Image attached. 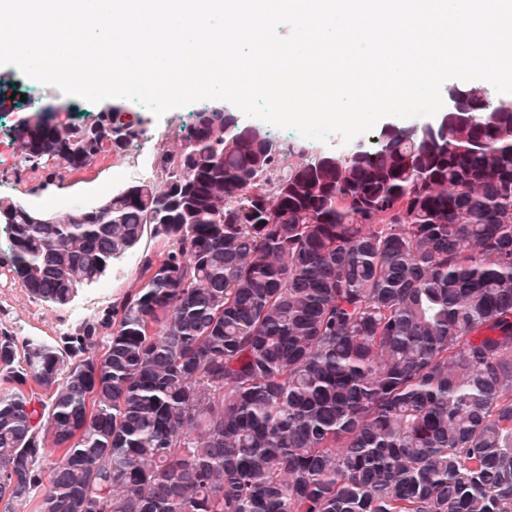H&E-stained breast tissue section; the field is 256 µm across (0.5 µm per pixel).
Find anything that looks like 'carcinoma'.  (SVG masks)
<instances>
[{
    "label": "carcinoma",
    "mask_w": 512,
    "mask_h": 512,
    "mask_svg": "<svg viewBox=\"0 0 512 512\" xmlns=\"http://www.w3.org/2000/svg\"><path fill=\"white\" fill-rule=\"evenodd\" d=\"M454 91L445 122L321 151L199 112L159 182L1 200L5 268L53 305L166 246L68 357L0 335L4 512L45 475L36 512H512V96ZM109 114L11 142L78 171L138 136Z\"/></svg>",
    "instance_id": "carcinoma-1"
}]
</instances>
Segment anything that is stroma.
<instances>
[{
    "label": "stroma",
    "mask_w": 512,
    "mask_h": 512,
    "mask_svg": "<svg viewBox=\"0 0 512 512\" xmlns=\"http://www.w3.org/2000/svg\"><path fill=\"white\" fill-rule=\"evenodd\" d=\"M0 85L17 87L19 96L13 99L1 123L11 126L40 107H54L55 121L69 120L70 116L97 118L103 103H91L68 97L59 89L41 84L24 76L11 65H0ZM139 133L134 150L116 154L106 152L90 166L72 174H60L51 167H35L25 163L19 155L0 159V198L9 199L35 211L63 215L78 208L97 205L112 191L125 188L145 179H155L157 170L133 174L124 179L112 177L113 170L136 163L139 153L158 155L164 148L177 146L179 137L188 134L194 112L208 108L201 100L155 116L143 104L125 98L115 101ZM163 250L161 239L144 235L137 248L115 261L97 283L78 289L72 302L58 307L33 296L15 282L10 273L0 267V333L14 336L17 342L34 338L56 346L61 336L77 330L81 324L97 320L110 312L128 293L139 288L140 260Z\"/></svg>",
    "instance_id": "obj_1"
}]
</instances>
